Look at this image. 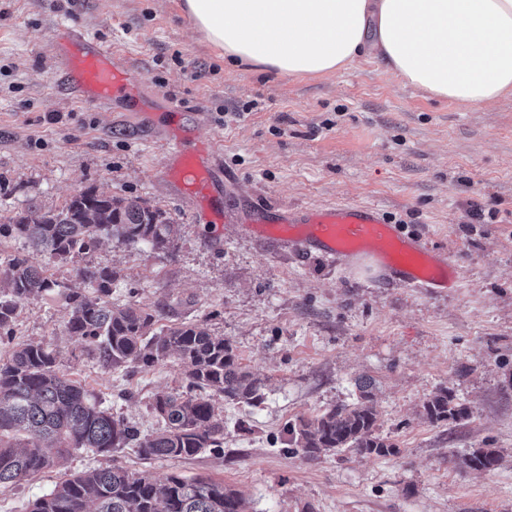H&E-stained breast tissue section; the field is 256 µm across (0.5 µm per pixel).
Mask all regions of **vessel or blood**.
Instances as JSON below:
<instances>
[{
  "label": "vessel or blood",
  "instance_id": "vessel-or-blood-1",
  "mask_svg": "<svg viewBox=\"0 0 512 512\" xmlns=\"http://www.w3.org/2000/svg\"><path fill=\"white\" fill-rule=\"evenodd\" d=\"M51 47L61 66L65 89L81 101L108 106L134 91L137 78L123 65L118 51L82 30L59 27ZM169 152L177 160L173 177L203 199L216 197L219 184L205 151L187 148L177 137L170 141ZM241 224L248 235L276 231L284 248L302 254L318 253L341 260L373 251L400 284L427 294L459 283V272L447 251L432 249L422 240L403 234L375 206L269 207L242 217Z\"/></svg>",
  "mask_w": 512,
  "mask_h": 512
}]
</instances>
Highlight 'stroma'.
<instances>
[{"mask_svg":"<svg viewBox=\"0 0 512 512\" xmlns=\"http://www.w3.org/2000/svg\"><path fill=\"white\" fill-rule=\"evenodd\" d=\"M119 50L139 79L133 99L88 105L62 88L51 51L59 25ZM184 110L169 112L165 100ZM213 145L219 213L173 179L166 145ZM139 197L178 225L170 253L106 242L92 264L119 271L112 303L161 310L162 324L203 322L264 379L252 407L221 396L224 452L142 459L127 448L79 450L0 488V512H29L68 475L121 465L157 481L208 477L242 491L246 512H512V94L485 105L438 100L404 85L369 54L327 75L228 66L182 0H0V224L31 206L62 207L86 188ZM377 205L404 233L446 249L459 287L428 295L355 259L299 255L241 234L254 207ZM22 305L13 344L44 342L112 414L150 435L154 396L182 388L175 359L104 369L69 333L63 287ZM373 382L376 432L398 455L289 454L283 428L356 400ZM449 389L469 417L432 423L422 404ZM491 444L489 472L456 461Z\"/></svg>","mask_w":512,"mask_h":512,"instance_id":"35a3bbf8","label":"stroma"}]
</instances>
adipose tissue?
Returning <instances> with one entry per match:
<instances>
[{
    "instance_id": "1",
    "label": "adipose tissue",
    "mask_w": 512,
    "mask_h": 512,
    "mask_svg": "<svg viewBox=\"0 0 512 512\" xmlns=\"http://www.w3.org/2000/svg\"><path fill=\"white\" fill-rule=\"evenodd\" d=\"M229 63L294 75L369 53L404 84L480 105L512 92V0H184Z\"/></svg>"
}]
</instances>
